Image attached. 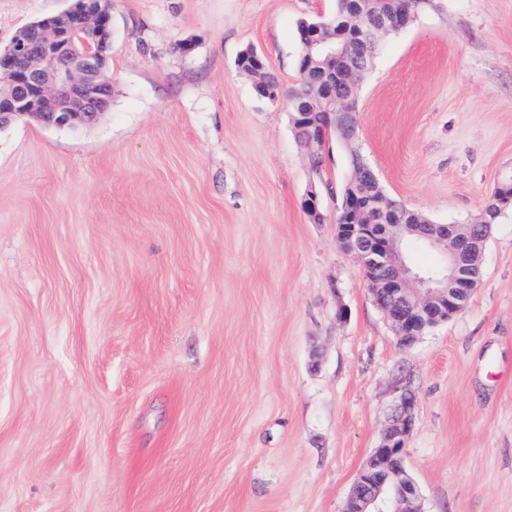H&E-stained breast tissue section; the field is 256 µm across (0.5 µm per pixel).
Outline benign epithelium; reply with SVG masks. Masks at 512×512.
<instances>
[{"instance_id": "7a95c632", "label": "benign epithelium", "mask_w": 512, "mask_h": 512, "mask_svg": "<svg viewBox=\"0 0 512 512\" xmlns=\"http://www.w3.org/2000/svg\"><path fill=\"white\" fill-rule=\"evenodd\" d=\"M357 26L354 39L336 43L323 25L305 34L308 46L330 50V67L319 72L321 98L292 101L293 121L301 128L298 142L307 156L324 148L325 132L310 110L320 106L338 138H357L358 113L351 107L359 82L387 31L383 15L372 0H354ZM112 46L110 0H74L59 15L23 27L0 49V130L31 118L55 128L77 129L95 123L112 103V78L107 75ZM379 182L365 163L357 164L341 209L351 216L336 225L343 252L362 268L374 266L368 277L374 303L384 313L397 342L409 346L467 306L477 291L473 267L481 261L487 238L474 224H425L411 220L406 210L382 194L372 193ZM304 207L320 215V192L311 185ZM416 235L442 256V272L429 278L408 266L402 245ZM415 396L405 391L383 435L364 463L342 512H425L420 489L406 465L407 444L414 426Z\"/></svg>"}]
</instances>
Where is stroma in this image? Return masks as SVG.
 <instances>
[{
    "label": "stroma",
    "mask_w": 512,
    "mask_h": 512,
    "mask_svg": "<svg viewBox=\"0 0 512 512\" xmlns=\"http://www.w3.org/2000/svg\"><path fill=\"white\" fill-rule=\"evenodd\" d=\"M70 4L0 0V47ZM333 6L111 0L109 110L0 130V512H341L405 387L426 512H512V205L467 308L400 346L336 241L346 150L314 176L291 128L296 25ZM358 109L390 197L477 221L512 174V0H433ZM259 54L246 50L239 55L237 60L238 67L255 81L261 80L268 69L263 55Z\"/></svg>",
    "instance_id": "1"
}]
</instances>
